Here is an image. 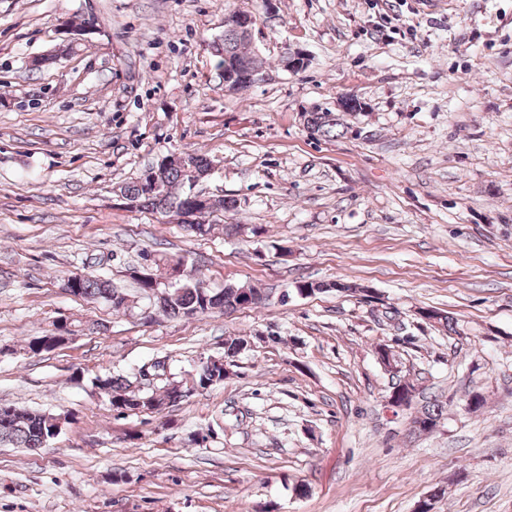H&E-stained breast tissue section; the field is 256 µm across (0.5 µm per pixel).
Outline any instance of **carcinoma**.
<instances>
[{"label":"carcinoma","instance_id":"cac0c4a2","mask_svg":"<svg viewBox=\"0 0 512 512\" xmlns=\"http://www.w3.org/2000/svg\"><path fill=\"white\" fill-rule=\"evenodd\" d=\"M239 44L238 35L227 30L224 32L220 51L227 55V59L235 61L241 69L260 67L257 55L239 56ZM335 126L336 123L329 118L327 112H316L311 116L310 127L317 133L329 136ZM161 180L162 187L157 194L152 192L148 183L139 180L124 186V190L130 199L138 203V208L153 213H162L166 208L173 206L191 209L194 223L187 225V229L201 237L207 235L210 232V225L202 223L200 218L209 212V208L195 205L188 193L176 195L172 192L173 188L189 181L182 161L169 162L163 170ZM63 288L74 296L101 299L115 311L120 310L125 299V295L112 287L111 281L91 274L85 276L76 286L67 281ZM241 289L240 285L229 284L224 289L214 292L201 286L199 282L190 280L184 281L177 288H169L161 283L153 300L163 316L188 320L214 311L224 313L237 310L241 303ZM427 320L437 324L450 336L458 333V321L448 313L431 309ZM225 377L224 368H211L207 365L195 375L196 382L204 389L224 381ZM94 385L108 398L112 408L150 413L165 408L172 398L182 391V385L174 381H168L147 391L127 377H114L108 374L96 377ZM444 410L445 406L438 402L423 407L419 415L412 420L413 430L420 433L433 430L440 423ZM60 420V414L0 404V443H8L16 448H41L55 435L56 422Z\"/></svg>","mask_w":512,"mask_h":512}]
</instances>
